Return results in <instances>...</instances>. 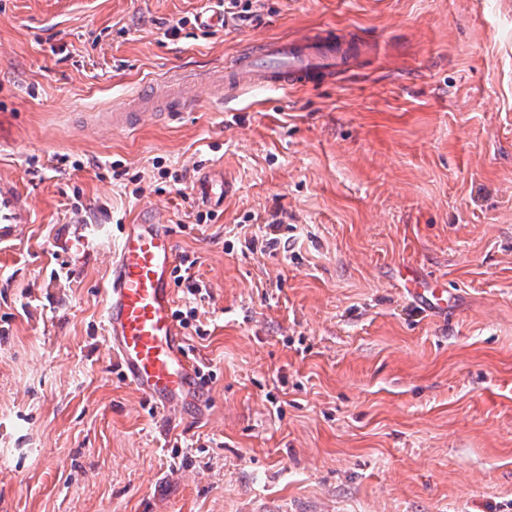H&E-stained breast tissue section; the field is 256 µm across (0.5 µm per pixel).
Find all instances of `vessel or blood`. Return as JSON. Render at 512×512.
<instances>
[{
	"instance_id": "b4317fda",
	"label": "vessel or blood",
	"mask_w": 512,
	"mask_h": 512,
	"mask_svg": "<svg viewBox=\"0 0 512 512\" xmlns=\"http://www.w3.org/2000/svg\"><path fill=\"white\" fill-rule=\"evenodd\" d=\"M356 40L351 30L326 26L287 39H272L228 59L219 69L196 78L169 82L163 103L153 96L135 95L112 113L113 126L133 127L143 112L162 106L172 111L195 107L193 89L206 87L231 101L264 89L277 91L314 87L336 80L352 66ZM31 221L27 193L10 180L0 179V240L11 237ZM107 227L77 224L66 236L62 251L68 261L55 270L56 279L70 277L71 258L87 256L98 246ZM177 264L176 245L167 225H125L111 260L104 290L103 330L110 353L123 378L151 403L163 419L185 406L208 407L202 398V369L190 356L184 335L173 316L171 279ZM409 294L427 312L448 308V292L440 285H425L414 270H406Z\"/></svg>"
}]
</instances>
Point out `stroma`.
Masks as SVG:
<instances>
[{
  "instance_id": "35a3bbf8",
  "label": "stroma",
  "mask_w": 512,
  "mask_h": 512,
  "mask_svg": "<svg viewBox=\"0 0 512 512\" xmlns=\"http://www.w3.org/2000/svg\"><path fill=\"white\" fill-rule=\"evenodd\" d=\"M202 3L0 0V178L34 209L0 243V512H512V0H250L211 31ZM325 25L377 47L346 79L99 120ZM85 222L109 239L55 280ZM126 224L209 292L174 289L210 408L169 432L103 332ZM158 106L153 93L151 95L137 94L133 100H128L124 108L119 110L113 109L112 126L131 128L136 125V122L141 120L142 112L152 110ZM408 293L425 312L440 313L448 309V290L437 283L424 286V280L412 269L405 270Z\"/></svg>"
}]
</instances>
